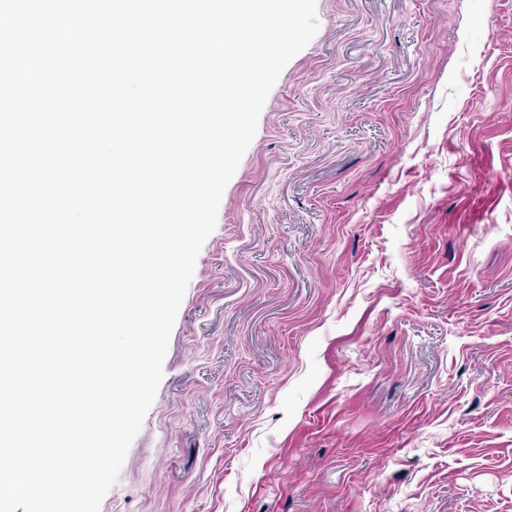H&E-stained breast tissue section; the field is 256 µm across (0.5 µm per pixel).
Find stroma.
Returning a JSON list of instances; mask_svg holds the SVG:
<instances>
[{
    "mask_svg": "<svg viewBox=\"0 0 512 512\" xmlns=\"http://www.w3.org/2000/svg\"><path fill=\"white\" fill-rule=\"evenodd\" d=\"M100 512H512V0H317Z\"/></svg>",
    "mask_w": 512,
    "mask_h": 512,
    "instance_id": "obj_1",
    "label": "stroma"
}]
</instances>
